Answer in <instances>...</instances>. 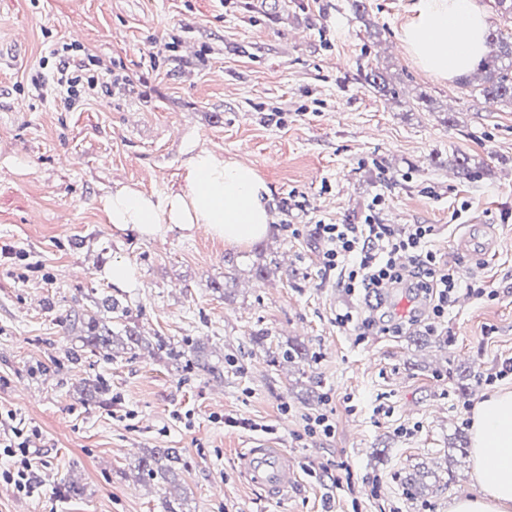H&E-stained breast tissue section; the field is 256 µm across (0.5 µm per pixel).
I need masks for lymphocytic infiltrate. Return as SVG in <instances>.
Returning <instances> with one entry per match:
<instances>
[{"label":"lymphocytic infiltrate","instance_id":"f902f5d3","mask_svg":"<svg viewBox=\"0 0 512 512\" xmlns=\"http://www.w3.org/2000/svg\"><path fill=\"white\" fill-rule=\"evenodd\" d=\"M48 56L52 66L33 76L32 86L38 96L50 95L71 107L121 80L114 71L100 69L95 55L77 44L54 45ZM384 203V196H375L360 224L317 225L326 244L323 267L338 271L341 286L351 297L379 302L383 288L390 287L425 299L427 331L435 333L460 288L479 298L488 291L477 280L462 282L458 270L440 263L431 248L434 225L380 223L377 211ZM0 453L13 460L10 468L0 471V481L18 493L33 495L34 454L27 429L0 417Z\"/></svg>","mask_w":512,"mask_h":512}]
</instances>
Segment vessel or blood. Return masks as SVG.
<instances>
[{"label":"vessel or blood","instance_id":"b4317fda","mask_svg":"<svg viewBox=\"0 0 512 512\" xmlns=\"http://www.w3.org/2000/svg\"><path fill=\"white\" fill-rule=\"evenodd\" d=\"M240 473L252 487L263 490L270 498L284 496L298 482V473L287 452L273 448L265 440H253L240 456Z\"/></svg>","mask_w":512,"mask_h":512}]
</instances>
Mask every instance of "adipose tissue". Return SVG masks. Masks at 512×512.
<instances>
[{"label":"adipose tissue","instance_id":"obj_1","mask_svg":"<svg viewBox=\"0 0 512 512\" xmlns=\"http://www.w3.org/2000/svg\"><path fill=\"white\" fill-rule=\"evenodd\" d=\"M402 40L427 72L442 79L467 73L487 52V23L476 0H415ZM270 190L256 170L209 150L193 152L178 190L157 198L131 187L107 194L102 207L115 234L141 238L206 229L225 244L264 236ZM470 454L483 478L479 492L448 512H512V391L491 394L473 409Z\"/></svg>","mask_w":512,"mask_h":512}]
</instances>
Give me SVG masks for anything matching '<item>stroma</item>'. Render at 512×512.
<instances>
[{
	"mask_svg": "<svg viewBox=\"0 0 512 512\" xmlns=\"http://www.w3.org/2000/svg\"><path fill=\"white\" fill-rule=\"evenodd\" d=\"M413 2L365 0L360 16L349 0H0V248L35 265L23 281L0 260V412L34 430L37 455L35 493L0 482V512H163L168 500L187 512H448L460 489L478 491L457 444L477 403L512 390V375L496 376L512 360V104L418 64L401 41ZM62 42L127 83L75 110L33 96L31 75ZM364 65L398 96L365 85ZM194 148L255 168L272 234L245 248L203 229L113 236L102 197L177 190ZM457 154L480 178L458 175ZM379 194L381 223L434 225L443 261L493 298L458 302L433 337L418 323L360 342L338 327L348 298L315 226L360 223ZM476 224L492 253L466 250ZM116 261L140 287H112ZM106 295L146 343L74 359L62 319ZM159 336L200 349L223 377L183 371ZM296 342L308 361H273ZM99 375L110 400L83 401ZM325 411L333 435L304 436ZM231 417L270 427L288 451L299 480L282 499L242 478L255 433ZM153 448L178 449L187 470L140 479ZM417 467L429 490L414 498L403 476ZM69 478L81 498L64 496Z\"/></svg>",
	"mask_w": 512,
	"mask_h": 512,
	"instance_id": "obj_1",
	"label": "stroma"
}]
</instances>
